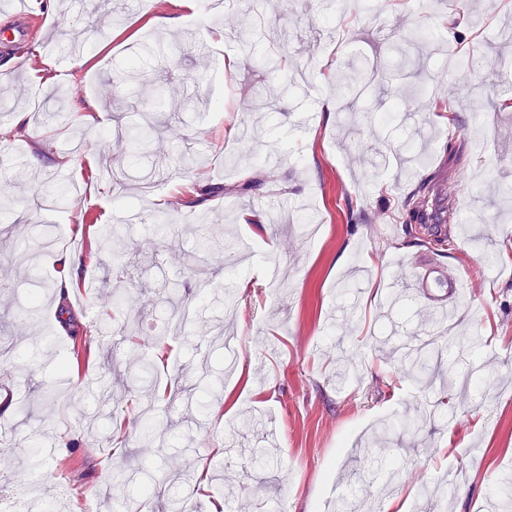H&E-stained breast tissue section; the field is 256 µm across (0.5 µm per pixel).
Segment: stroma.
I'll use <instances>...</instances> for the list:
<instances>
[{"mask_svg": "<svg viewBox=\"0 0 512 512\" xmlns=\"http://www.w3.org/2000/svg\"><path fill=\"white\" fill-rule=\"evenodd\" d=\"M205 2L208 20L194 27L175 0H112L71 57L68 24L94 13L92 0H30L46 21L23 59L0 43V71L13 72L0 81V202L34 207L51 185L68 190L46 214L63 235L49 250L23 221L0 235V340L13 347L0 356L12 372L0 398L28 409L0 421V483L31 476L54 512H84L87 497L94 512H115L147 483L152 512L186 494L198 512L217 499L231 512H339L342 501L348 512H415L424 494L442 512L512 501V259L480 263L464 232L482 218L495 252L512 244V107L501 106L512 78L489 65L512 61V0ZM244 38L254 56L225 72L223 55ZM454 52L471 57L466 75L449 65ZM279 53L314 73L284 88L256 61ZM134 62L164 99L149 153L117 159L106 137L142 123L147 93L101 92ZM376 64L390 75L381 87L366 83ZM341 71L349 87H337ZM447 85L459 96L452 125L417 108ZM59 87L79 94L55 107ZM87 105L98 124L84 120ZM255 174L259 193H223ZM423 178L454 211L442 256L404 233L400 201ZM205 185L216 194L183 206ZM164 209L170 235L155 220ZM111 225L112 250L58 294L64 257L86 254ZM403 277L418 295L396 296ZM168 282L180 285L169 303ZM175 302L195 316L173 331ZM443 307L480 336L443 347V374L425 392L386 352L445 335ZM475 358L490 379L477 393ZM173 379L183 396L159 405L165 439L147 443L129 414L146 387L162 393ZM404 415L421 425L396 444L409 469L391 494L365 491L359 448ZM265 446L270 458L254 467ZM201 470L212 474L203 488Z\"/></svg>", "mask_w": 512, "mask_h": 512, "instance_id": "1", "label": "stroma"}]
</instances>
